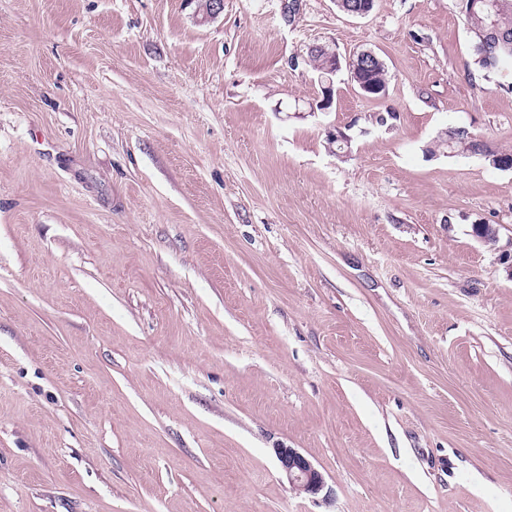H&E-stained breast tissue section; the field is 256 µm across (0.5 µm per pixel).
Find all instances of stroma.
Masks as SVG:
<instances>
[{
	"label": "stroma",
	"mask_w": 512,
	"mask_h": 512,
	"mask_svg": "<svg viewBox=\"0 0 512 512\" xmlns=\"http://www.w3.org/2000/svg\"><path fill=\"white\" fill-rule=\"evenodd\" d=\"M199 3L0 0V512H512V170L439 145L512 81L459 0ZM365 67L357 73V77L367 85L373 88L371 97L381 96L387 86L386 82V67L384 62L379 58H369L366 62L364 61ZM364 83H358L357 87L361 91L362 95H366L371 92L369 87ZM275 453L292 489L298 493L316 495L324 488L322 473L302 453L294 448H279Z\"/></svg>",
	"instance_id": "1"
}]
</instances>
